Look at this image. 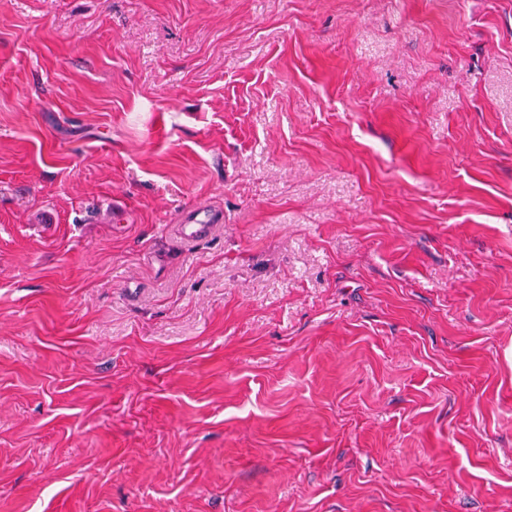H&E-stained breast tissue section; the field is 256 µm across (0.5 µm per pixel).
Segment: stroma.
<instances>
[{
    "instance_id": "obj_1",
    "label": "stroma",
    "mask_w": 512,
    "mask_h": 512,
    "mask_svg": "<svg viewBox=\"0 0 512 512\" xmlns=\"http://www.w3.org/2000/svg\"><path fill=\"white\" fill-rule=\"evenodd\" d=\"M0 512H512V0H0ZM222 215L206 206H197L184 214L177 224V232L186 241H196L208 237L213 224L222 222Z\"/></svg>"
}]
</instances>
